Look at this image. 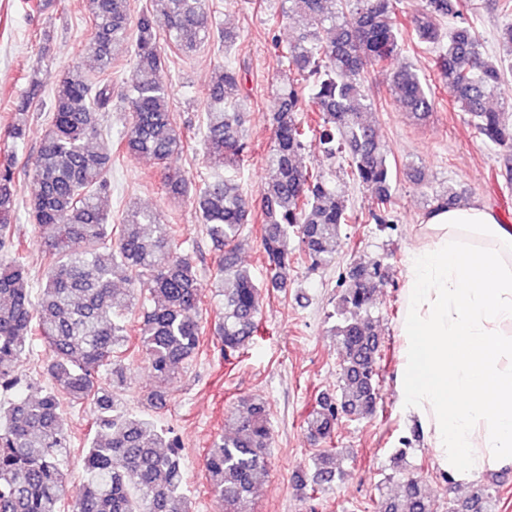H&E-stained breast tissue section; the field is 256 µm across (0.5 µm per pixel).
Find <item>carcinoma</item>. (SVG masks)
Returning <instances> with one entry per match:
<instances>
[{
  "instance_id": "1",
  "label": "carcinoma",
  "mask_w": 512,
  "mask_h": 512,
  "mask_svg": "<svg viewBox=\"0 0 512 512\" xmlns=\"http://www.w3.org/2000/svg\"><path fill=\"white\" fill-rule=\"evenodd\" d=\"M398 0H278L274 21L291 20L292 36L278 43L283 77L276 86L272 141L257 203L238 182L237 166L247 153L248 95H239L241 69L219 66L205 92L204 156L210 173L199 182L168 167L182 153L184 133L170 109L166 59L157 41L163 32L175 52L188 55L218 39L230 55L237 35L214 26L206 0H157L158 8L132 19L128 0H88L91 38L82 64L68 71L53 95L49 126L33 162L29 216L39 234L45 270L33 286L22 242L13 239L15 158L0 160V512H190L180 442L119 400L126 384L122 353L130 337L126 317L140 306L138 348L150 367L158 401L177 382L180 366L199 351L204 334L198 268L175 242L171 225L150 209H137L112 224L105 209L111 194L114 153L149 157L164 165L163 188L173 202L189 201L220 255L216 289L221 297L216 336L224 357L235 355L258 332L263 292L288 287L297 237L312 268L335 260L341 226L359 221L331 178L299 162L311 139L326 158H344L352 180L374 199L370 213L388 223L394 175L388 150L371 110L369 70L384 68L405 41L416 39L435 53L441 81L481 138L499 149L502 175L512 181V111L496 110L490 98L504 93L512 73V23L501 30L503 57L492 61L470 24L460 19L461 0H420L406 23ZM448 20L444 30L433 19ZM136 30L134 60L125 83L129 121L117 148L95 146L112 105L110 81L91 76L112 66L117 45ZM401 108L417 120L434 109L426 80L411 66L390 77ZM314 112L311 123L304 113ZM263 224L262 254L267 277L258 283L238 261L237 251L252 209ZM378 268L350 267L340 297L333 336L344 353L334 392L318 395L306 425L310 439L332 438L345 415L371 417L377 407L380 337L367 314ZM128 284L115 287V280ZM48 349L43 381L23 376L29 339ZM90 401L97 415L87 441L84 477L75 490L62 469L70 447L63 429V400ZM235 430L215 439L202 459L209 489L224 512H252L258 478L266 471L271 446L267 404L242 397L231 411ZM343 477L338 453L326 449L310 473L296 482L301 493H318ZM496 491L479 487L448 512H494ZM379 512H433L418 483L385 498Z\"/></svg>"
}]
</instances>
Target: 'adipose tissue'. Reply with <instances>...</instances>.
I'll return each mask as SVG.
<instances>
[{
    "instance_id": "adipose-tissue-1",
    "label": "adipose tissue",
    "mask_w": 512,
    "mask_h": 512,
    "mask_svg": "<svg viewBox=\"0 0 512 512\" xmlns=\"http://www.w3.org/2000/svg\"><path fill=\"white\" fill-rule=\"evenodd\" d=\"M407 259L399 401L460 486L512 469V229L481 204L429 213Z\"/></svg>"
}]
</instances>
